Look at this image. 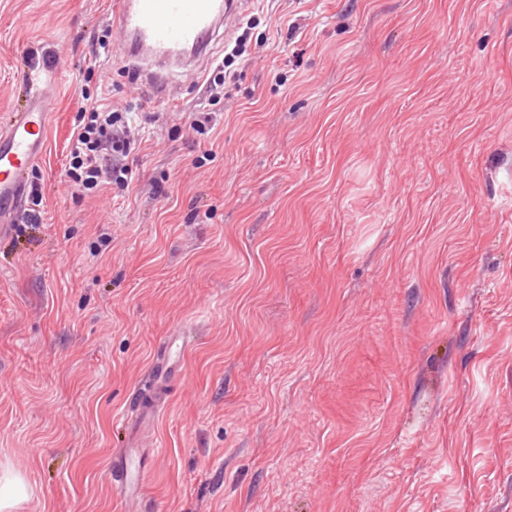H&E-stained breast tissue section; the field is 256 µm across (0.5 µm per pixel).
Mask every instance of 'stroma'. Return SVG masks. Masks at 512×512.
Masks as SVG:
<instances>
[{
  "label": "stroma",
  "mask_w": 512,
  "mask_h": 512,
  "mask_svg": "<svg viewBox=\"0 0 512 512\" xmlns=\"http://www.w3.org/2000/svg\"><path fill=\"white\" fill-rule=\"evenodd\" d=\"M115 0H0V122L47 76L41 223L0 230L18 512H512V0H245L204 77L132 81ZM135 105L128 190L64 182L83 93ZM198 111L215 114L201 135ZM175 391L134 393L172 336ZM248 29V27L244 29L242 34L236 39L235 45L232 48L231 53L226 54L224 58H222V60L215 65L212 74L206 78L209 91L211 92L212 95L216 97L221 94L223 95L224 81L226 79V72L224 74V60L226 59V57L227 63L229 62L230 64L233 62L232 58L240 57L247 52L246 45L250 37V32L248 31ZM144 473V468L136 467L131 449L125 450L112 462V480L118 484L131 486L138 483Z\"/></svg>",
  "instance_id": "1"
}]
</instances>
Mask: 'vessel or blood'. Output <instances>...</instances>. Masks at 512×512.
<instances>
[{
    "label": "vessel or blood",
    "instance_id": "obj_1",
    "mask_svg": "<svg viewBox=\"0 0 512 512\" xmlns=\"http://www.w3.org/2000/svg\"><path fill=\"white\" fill-rule=\"evenodd\" d=\"M239 8L240 0H116L112 25L125 38V56L138 79L164 88L202 69L211 42L229 31ZM48 118V100L35 92L9 125L0 128V224L23 202L29 171L45 148ZM168 391V384L149 375L137 402L153 406ZM144 473L129 450L112 463V479L121 485L138 483Z\"/></svg>",
    "mask_w": 512,
    "mask_h": 512
}]
</instances>
